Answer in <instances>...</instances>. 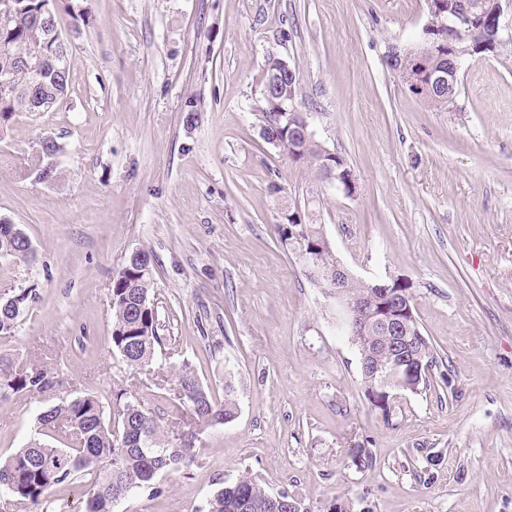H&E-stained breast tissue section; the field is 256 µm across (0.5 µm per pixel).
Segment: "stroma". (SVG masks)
<instances>
[{
  "mask_svg": "<svg viewBox=\"0 0 512 512\" xmlns=\"http://www.w3.org/2000/svg\"><path fill=\"white\" fill-rule=\"evenodd\" d=\"M67 99L0 135V217L31 240L0 257V292L31 288L0 353L58 365L63 393L134 387L174 418L166 385L189 362L238 413L196 434L193 463L113 512H207L255 478L305 512H512V36L470 57L450 107L413 95L387 61L421 42L425 0H57ZM288 61L296 106L357 181L346 196L259 135L267 57ZM201 117L186 128L189 100ZM49 181L19 179L39 137ZM313 219L358 279L411 286L437 352L429 385L371 409L342 312L275 226ZM155 267L163 346L133 375L112 352L110 293L132 253ZM38 399L0 401V458L34 434ZM372 455L352 461L354 448ZM41 146V153L39 155V163L35 164L33 173L39 180H50L54 177L56 169L53 165H49L51 155L60 151L58 142L52 137H42L39 139ZM48 170V171H46Z\"/></svg>",
  "mask_w": 512,
  "mask_h": 512,
  "instance_id": "35a3bbf8",
  "label": "stroma"
}]
</instances>
